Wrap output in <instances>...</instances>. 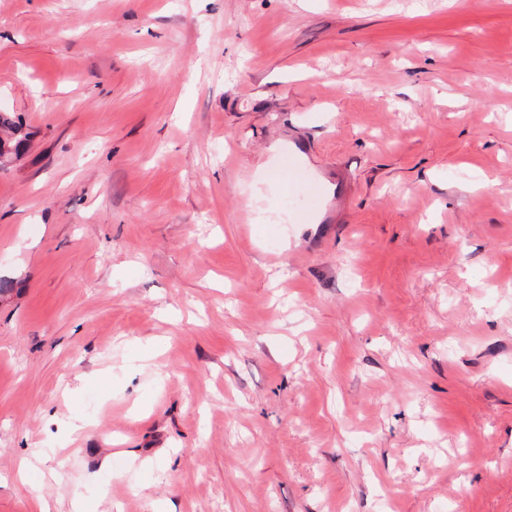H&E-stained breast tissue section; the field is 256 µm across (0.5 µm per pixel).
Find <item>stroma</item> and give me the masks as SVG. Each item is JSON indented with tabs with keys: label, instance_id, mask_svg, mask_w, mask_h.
Instances as JSON below:
<instances>
[{
	"label": "stroma",
	"instance_id": "obj_1",
	"mask_svg": "<svg viewBox=\"0 0 512 512\" xmlns=\"http://www.w3.org/2000/svg\"><path fill=\"white\" fill-rule=\"evenodd\" d=\"M0 512H512V0H0ZM0 128L6 134V139L0 137V158L9 162L24 146L28 136L23 133L22 126L12 120L8 112L0 113Z\"/></svg>",
	"mask_w": 512,
	"mask_h": 512
}]
</instances>
